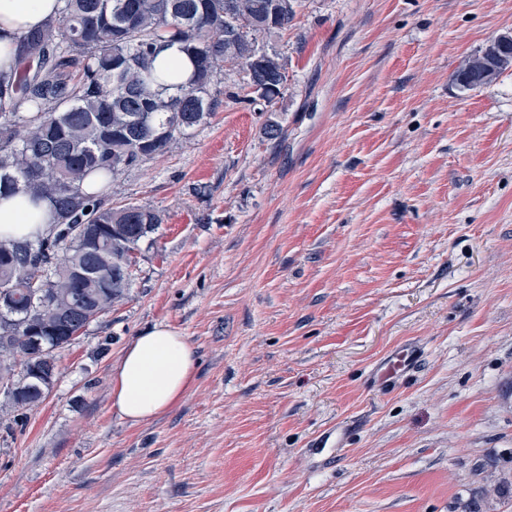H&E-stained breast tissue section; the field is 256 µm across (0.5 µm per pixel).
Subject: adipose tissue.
Returning <instances> with one entry per match:
<instances>
[{"instance_id": "obj_1", "label": "adipose tissue", "mask_w": 512, "mask_h": 512, "mask_svg": "<svg viewBox=\"0 0 512 512\" xmlns=\"http://www.w3.org/2000/svg\"><path fill=\"white\" fill-rule=\"evenodd\" d=\"M58 0H0V71L18 65L17 37L56 17ZM58 216L46 200L22 194L0 198V240L34 241ZM196 353L186 336L167 324L142 331L122 354L113 375L112 405L132 424L174 409L193 383Z\"/></svg>"}]
</instances>
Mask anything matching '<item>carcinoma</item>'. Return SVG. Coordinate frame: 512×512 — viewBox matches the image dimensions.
Wrapping results in <instances>:
<instances>
[{
    "mask_svg": "<svg viewBox=\"0 0 512 512\" xmlns=\"http://www.w3.org/2000/svg\"><path fill=\"white\" fill-rule=\"evenodd\" d=\"M57 18L19 36L20 68L0 72V192L49 200L46 236L0 241V324L14 326L0 359L35 353L58 375L61 352L87 331L86 309L128 298L134 264L116 257L162 224L148 207L107 205L84 182L163 155L213 114L219 75H242L249 102L274 112L284 58L260 40L288 27L298 0H60ZM177 48L181 82L159 63ZM94 224L98 238L83 235ZM33 372L0 396V412L25 414L45 399Z\"/></svg>",
    "mask_w": 512,
    "mask_h": 512,
    "instance_id": "cac0c4a2",
    "label": "carcinoma"
}]
</instances>
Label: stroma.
<instances>
[{
	"label": "stroma",
	"instance_id": "stroma-1",
	"mask_svg": "<svg viewBox=\"0 0 512 512\" xmlns=\"http://www.w3.org/2000/svg\"><path fill=\"white\" fill-rule=\"evenodd\" d=\"M512 0H299L266 113L219 99L105 195L158 211L128 299L0 417V512H512V69L464 92ZM194 345L130 425L112 373L148 326ZM421 367L371 378L397 346ZM341 431V448L320 440ZM43 376L32 372L29 369L28 374L23 380L18 381V386L14 393H6L3 397L0 396V412L15 414L19 416L25 414V411L30 408L37 406L40 402L45 399V395H42V383L44 382L46 391H49L53 386L52 371L45 369Z\"/></svg>",
	"mask_w": 512,
	"mask_h": 512
}]
</instances>
